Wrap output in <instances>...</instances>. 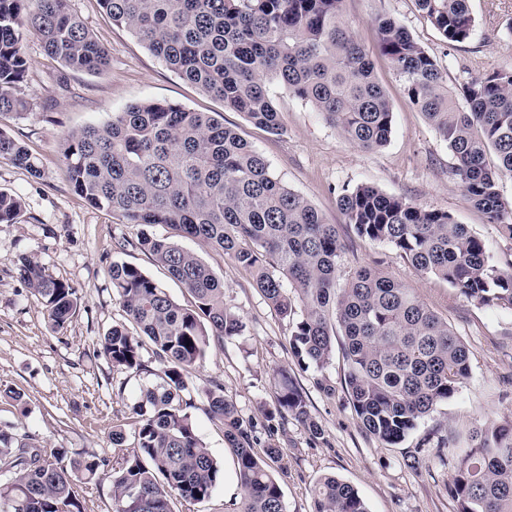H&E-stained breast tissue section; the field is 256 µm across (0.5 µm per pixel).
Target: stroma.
I'll return each mask as SVG.
<instances>
[{
  "label": "stroma",
  "mask_w": 512,
  "mask_h": 512,
  "mask_svg": "<svg viewBox=\"0 0 512 512\" xmlns=\"http://www.w3.org/2000/svg\"><path fill=\"white\" fill-rule=\"evenodd\" d=\"M70 6L107 49V71L65 70L46 55L37 36L26 34L21 47L27 70L14 93L28 106L18 114H0V131L27 147L40 168L35 176L0 159V191L23 203L16 223L0 224V430L34 437L45 450L64 451L71 459L94 456L113 462L122 448L132 447L133 410L142 389L160 383L161 366L148 349L139 371L113 367L101 355L103 336L124 320L109 269L115 262L134 265L181 306L191 307L193 298L135 245L140 234L166 237L169 228L122 224L110 211L89 206L69 184L60 143L70 131L105 123L129 105L165 101L222 113L225 125L265 157L277 178L337 226L345 243L341 277L370 267L414 289L467 345L471 366L454 396L422 418L403 442L384 444L365 432L348 400L342 356L320 372L300 366L288 344V321L268 307L249 273L223 253L181 240V247L223 280L224 302L240 315L245 329L211 343L187 379L188 412L220 464L221 478L209 499L173 501V512H231L242 496L223 427L207 412L205 392L216 381L259 440L276 431L283 457L271 471L282 488L285 512H312L311 489L324 476L351 484L369 512H457L451 476L472 445L473 431L512 420V310L470 302L448 283L418 273L388 244L358 237L346 224L337 195L367 184L420 207L448 211L484 242L492 264L512 267V239L487 223L466 197L447 143L411 104L395 70L379 54L375 24L376 18L389 16L405 26L436 60L449 88L457 89L481 74L512 71V0H471L474 34L457 45L443 40L416 0H344L356 37L373 54L376 77L393 112L389 141L369 151L357 148L276 82L268 90L284 131L277 135L256 127L112 24L98 0H70ZM122 238L129 244L120 250L115 243ZM24 256L75 289L79 306L64 329L52 327L41 298L19 278ZM282 368L302 390L321 438L310 436L293 415L269 418L279 394L276 372ZM118 427L125 437L120 448L112 443ZM412 456L420 460L418 469L406 465Z\"/></svg>",
  "instance_id": "1"
}]
</instances>
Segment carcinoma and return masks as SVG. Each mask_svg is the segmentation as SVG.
<instances>
[{
	"mask_svg": "<svg viewBox=\"0 0 512 512\" xmlns=\"http://www.w3.org/2000/svg\"><path fill=\"white\" fill-rule=\"evenodd\" d=\"M99 2L113 23L181 78L272 133L283 131L268 94L272 80L362 150L384 146L392 133L389 98L343 0ZM417 4L448 43L473 34L470 0ZM376 23L381 55L448 143L467 197L512 239V203L499 190L501 180L512 177V72L494 71L451 90L404 26L390 17ZM28 28L69 70L101 74L108 65L106 49L71 12L69 0H0L1 113L27 106L13 88L26 72L21 42ZM61 155L72 189L90 206L109 210L122 224H164L250 271L268 306L289 319V345L300 365L323 370L342 337L350 404L363 428L385 444L402 442L469 376L468 348L412 289L370 267L339 283L344 243L336 225L272 175L220 113L136 103L104 125L69 132ZM0 159L40 173L37 159L1 131ZM337 204L357 236L390 245L416 271L478 305L512 309V270L492 265L484 243L448 212L370 185L342 189ZM21 212L19 198L0 192V224L15 223ZM137 245L190 292L194 306L177 304L139 268L112 263V288L136 332L113 326L100 352L114 367L141 370L149 344L161 365V383L143 389L134 408L133 447L108 471L103 460L67 463L27 436L0 431V512L16 500L25 502L23 512H82L78 483L104 477L112 481V512H172L174 498L198 503L211 496L221 470L183 407L185 376L210 341L239 336L245 325L224 304V281L195 253L144 233ZM18 274L40 296L53 328H64L78 308L74 288L29 257ZM277 377L278 407L269 417L290 412L321 437L288 370ZM207 403L237 460L243 495L232 512H285L269 469L282 456L280 441L269 435L258 453L253 426L224 398L221 384H213ZM451 492L458 512H512V420L475 431ZM311 496L313 512H369L358 491L334 476L319 479Z\"/></svg>",
	"mask_w": 512,
	"mask_h": 512,
	"instance_id": "1",
	"label": "carcinoma"
}]
</instances>
